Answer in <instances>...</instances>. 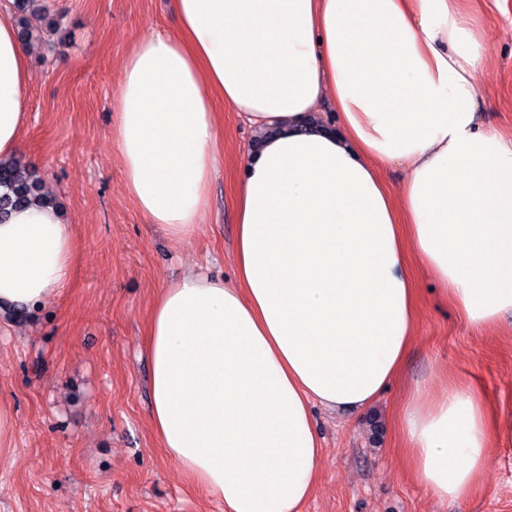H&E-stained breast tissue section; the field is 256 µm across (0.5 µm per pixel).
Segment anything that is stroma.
I'll return each instance as SVG.
<instances>
[{"instance_id":"obj_1","label":"stroma","mask_w":512,"mask_h":512,"mask_svg":"<svg viewBox=\"0 0 512 512\" xmlns=\"http://www.w3.org/2000/svg\"><path fill=\"white\" fill-rule=\"evenodd\" d=\"M55 30L32 19L22 159L73 224L72 278L40 312L0 306V403L14 447L0 456V512H224L162 452L149 423L145 322L164 284L206 268L235 274L234 148L252 131L222 109V162L199 231L175 242L128 196L110 137L120 69L134 42L175 32L169 0H44ZM474 24L492 37L476 83L488 120L512 138V0ZM419 316L401 377L359 415L313 407L321 480L302 512H512V439L492 434L482 483L439 500L410 474L397 413L415 385L478 390L490 419L512 415V317L485 333L442 303L415 270Z\"/></svg>"}]
</instances>
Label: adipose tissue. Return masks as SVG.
<instances>
[{
    "instance_id": "ef3b65f1",
    "label": "adipose tissue",
    "mask_w": 512,
    "mask_h": 512,
    "mask_svg": "<svg viewBox=\"0 0 512 512\" xmlns=\"http://www.w3.org/2000/svg\"><path fill=\"white\" fill-rule=\"evenodd\" d=\"M470 0H172L176 33L137 41L111 137L125 189L176 241L210 204L223 102L237 151L235 276L192 272L151 306V425L224 512H299L319 477L311 407L362 412L398 376L418 309L411 258L472 328L512 316V138L486 124L489 43ZM30 49L0 21V159L24 148ZM335 122L309 127L325 106ZM405 167L397 191L384 170ZM78 259L52 201L0 222V304L53 303ZM399 424L445 501L486 473L481 396L427 386Z\"/></svg>"
}]
</instances>
